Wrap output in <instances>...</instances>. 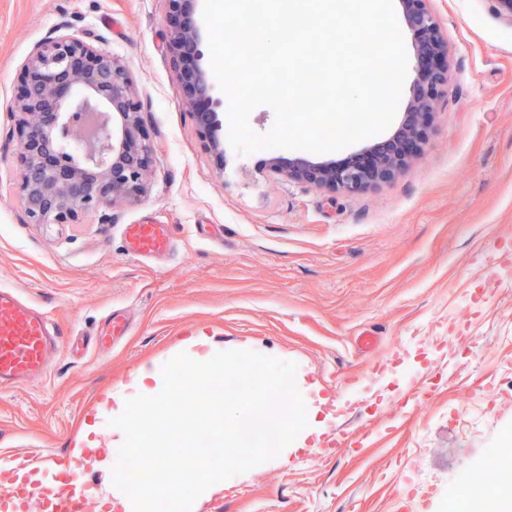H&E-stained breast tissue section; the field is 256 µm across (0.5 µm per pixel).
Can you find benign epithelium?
I'll list each match as a JSON object with an SVG mask.
<instances>
[{
    "label": "benign epithelium",
    "mask_w": 512,
    "mask_h": 512,
    "mask_svg": "<svg viewBox=\"0 0 512 512\" xmlns=\"http://www.w3.org/2000/svg\"><path fill=\"white\" fill-rule=\"evenodd\" d=\"M175 18L169 31L174 66L187 67L201 55L200 24L191 0H165ZM429 0H399L417 59L428 58L431 90L413 89L403 119L386 140L365 147L374 155L345 166L310 156L273 157L275 176L354 194L392 180L421 151L424 125L448 86V42ZM20 95L11 112L20 144L18 175L23 203L34 224H80L100 208L139 200L151 147L124 66L93 43L51 33L35 45L19 75ZM183 105L204 134L218 126L212 86L202 74L181 73Z\"/></svg>",
    "instance_id": "7a95c632"
}]
</instances>
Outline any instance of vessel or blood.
Returning a JSON list of instances; mask_svg holds the SVG:
<instances>
[{"mask_svg":"<svg viewBox=\"0 0 512 512\" xmlns=\"http://www.w3.org/2000/svg\"><path fill=\"white\" fill-rule=\"evenodd\" d=\"M128 251L152 258L168 253L172 241L159 224L126 227ZM56 344V333L45 312L23 303L12 289L0 288V384L16 383L38 373ZM87 464L76 459L62 465L47 457L37 477L23 488H0V505L27 512L31 503L52 505L54 512H84Z\"/></svg>","mask_w":512,"mask_h":512,"instance_id":"b4317fda","label":"vessel or blood"}]
</instances>
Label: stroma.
Returning a JSON list of instances; mask_svg holds the SVG:
<instances>
[{"instance_id":"35a3bbf8","label":"stroma","mask_w":512,"mask_h":512,"mask_svg":"<svg viewBox=\"0 0 512 512\" xmlns=\"http://www.w3.org/2000/svg\"><path fill=\"white\" fill-rule=\"evenodd\" d=\"M451 77L420 155L357 194L272 176L269 152L208 146L180 103L163 0H0V285L62 332L41 376L0 386L3 464L67 460L107 393L177 342L289 362L310 415L284 456L232 469L191 512H448L455 472H484L512 433V23L494 0H431ZM125 66L153 147L146 192L80 224H33L10 108L55 29ZM164 224L174 250L128 253L124 228ZM123 335L107 337L109 314ZM374 343L362 347L360 336ZM348 439L342 454L328 441Z\"/></svg>"}]
</instances>
